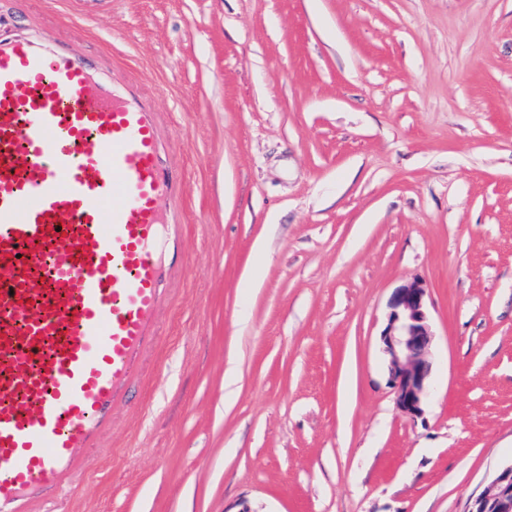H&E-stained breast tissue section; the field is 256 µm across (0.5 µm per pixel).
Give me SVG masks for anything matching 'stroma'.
I'll return each mask as SVG.
<instances>
[{
	"instance_id": "1",
	"label": "stroma",
	"mask_w": 512,
	"mask_h": 512,
	"mask_svg": "<svg viewBox=\"0 0 512 512\" xmlns=\"http://www.w3.org/2000/svg\"><path fill=\"white\" fill-rule=\"evenodd\" d=\"M163 115L160 334L63 512H463L512 461V0H0ZM428 292L434 381L380 335ZM388 307L381 342L395 383L396 406L414 420L424 413L432 383L434 333L427 291L418 281L405 284L394 291Z\"/></svg>"
}]
</instances>
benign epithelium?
Here are the masks:
<instances>
[{
  "label": "benign epithelium",
  "mask_w": 512,
  "mask_h": 512,
  "mask_svg": "<svg viewBox=\"0 0 512 512\" xmlns=\"http://www.w3.org/2000/svg\"><path fill=\"white\" fill-rule=\"evenodd\" d=\"M381 342L395 383L396 406L411 419L424 413L432 383L434 333L427 291L413 281L396 289L389 304ZM464 512H512V463L498 469L483 489L471 496Z\"/></svg>",
  "instance_id": "7a95c632"
}]
</instances>
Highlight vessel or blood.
Wrapping results in <instances>:
<instances>
[{
    "instance_id": "1",
    "label": "vessel or blood",
    "mask_w": 512,
    "mask_h": 512,
    "mask_svg": "<svg viewBox=\"0 0 512 512\" xmlns=\"http://www.w3.org/2000/svg\"><path fill=\"white\" fill-rule=\"evenodd\" d=\"M148 101L0 40V512L62 491L157 334L175 195Z\"/></svg>"
}]
</instances>
